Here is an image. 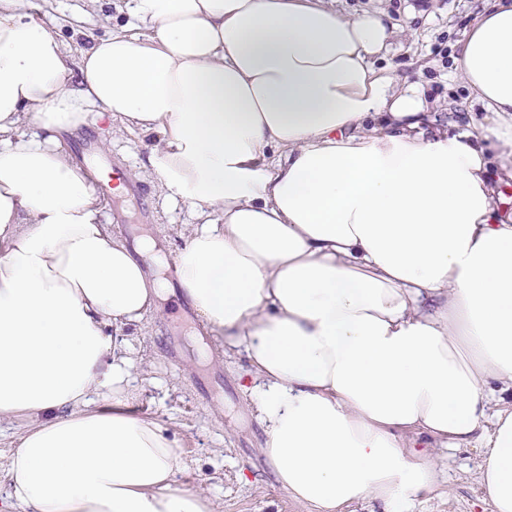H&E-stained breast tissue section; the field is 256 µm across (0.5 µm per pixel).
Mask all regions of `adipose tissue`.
Listing matches in <instances>:
<instances>
[{"mask_svg": "<svg viewBox=\"0 0 512 512\" xmlns=\"http://www.w3.org/2000/svg\"><path fill=\"white\" fill-rule=\"evenodd\" d=\"M0 0V420L20 419L0 512H215L130 411L131 352L164 285L100 221L89 119L152 136L147 168L199 217L173 257L204 329L242 349L263 453L308 512L437 487L408 433L480 443L512 512V0H486L454 78L483 106L435 125L373 60L395 29L331 0H113L71 61Z\"/></svg>", "mask_w": 512, "mask_h": 512, "instance_id": "adipose-tissue-1", "label": "adipose tissue"}]
</instances>
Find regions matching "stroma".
<instances>
[{
    "mask_svg": "<svg viewBox=\"0 0 512 512\" xmlns=\"http://www.w3.org/2000/svg\"><path fill=\"white\" fill-rule=\"evenodd\" d=\"M334 5L350 15L381 8L403 27L374 66L389 71L398 83L423 85L437 124L463 125L469 113L481 111V103L450 78L456 43L473 23L480 0H334ZM23 8L74 54L122 23L108 0L90 13L83 11L80 0H23ZM88 137L96 143L98 157L121 164L128 182L141 186L151 210L148 224L140 225L133 203L112 199L102 212L103 221L126 242L145 231L156 238L160 252L169 255L180 249L192 217L186 204L165 198L142 170L150 137L124 130L109 139L91 122L65 135L63 145L74 153ZM162 306L134 344L132 358L142 382L129 406L157 419L179 440L185 467L175 478L176 488L206 491L217 512H306L277 485L262 452L265 429L246 411L250 396L243 388L245 357L225 352L217 338L207 335L182 291ZM433 456L443 482L402 506L401 512H489L477 482L480 448L438 445Z\"/></svg>",
    "mask_w": 512,
    "mask_h": 512,
    "instance_id": "stroma-1",
    "label": "stroma"
}]
</instances>
